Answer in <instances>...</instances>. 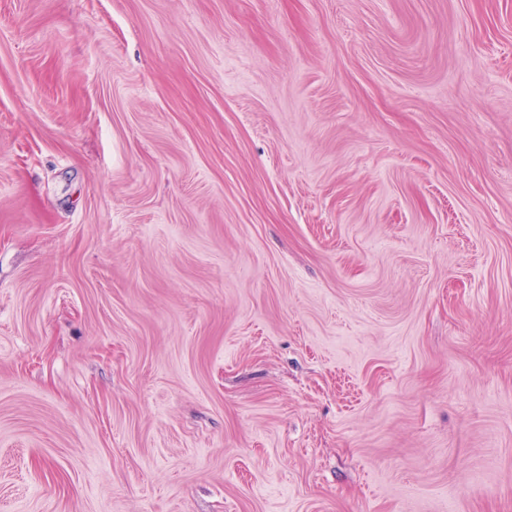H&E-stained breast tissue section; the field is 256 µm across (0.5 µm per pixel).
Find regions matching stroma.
I'll return each instance as SVG.
<instances>
[{
  "label": "stroma",
  "mask_w": 512,
  "mask_h": 512,
  "mask_svg": "<svg viewBox=\"0 0 512 512\" xmlns=\"http://www.w3.org/2000/svg\"><path fill=\"white\" fill-rule=\"evenodd\" d=\"M0 512H512V0H0Z\"/></svg>",
  "instance_id": "obj_1"
}]
</instances>
